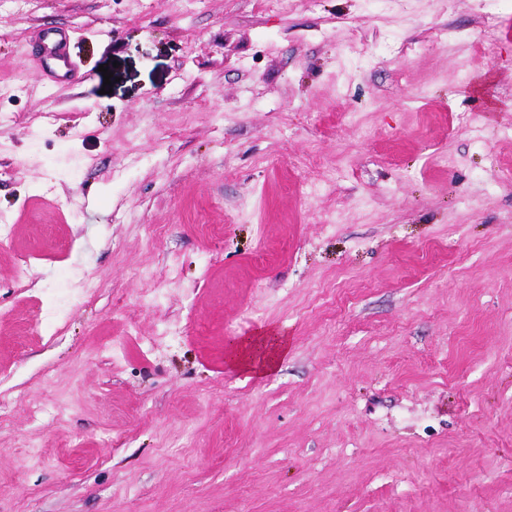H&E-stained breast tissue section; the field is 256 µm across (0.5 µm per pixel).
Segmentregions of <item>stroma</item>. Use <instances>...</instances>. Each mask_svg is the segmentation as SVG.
Returning <instances> with one entry per match:
<instances>
[{"label": "stroma", "instance_id": "35a3bbf8", "mask_svg": "<svg viewBox=\"0 0 512 512\" xmlns=\"http://www.w3.org/2000/svg\"><path fill=\"white\" fill-rule=\"evenodd\" d=\"M0 84V512H512V0H0ZM288 351V341L279 336H254L243 340L230 357V366L246 368L262 377L275 372Z\"/></svg>", "mask_w": 512, "mask_h": 512}]
</instances>
